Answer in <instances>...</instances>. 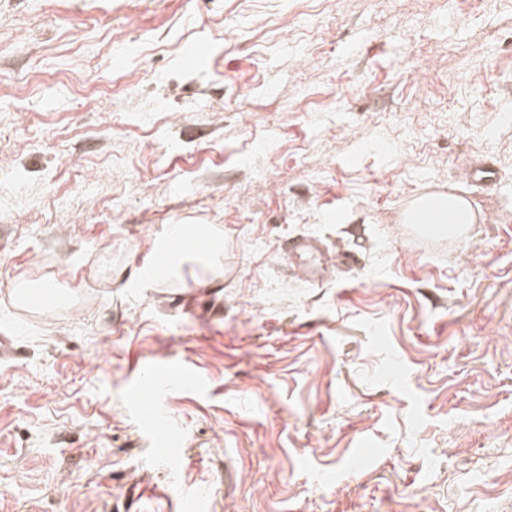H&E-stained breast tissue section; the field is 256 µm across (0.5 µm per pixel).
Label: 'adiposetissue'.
I'll list each match as a JSON object with an SVG mask.
<instances>
[{
  "instance_id": "obj_1",
  "label": "adipose tissue",
  "mask_w": 512,
  "mask_h": 512,
  "mask_svg": "<svg viewBox=\"0 0 512 512\" xmlns=\"http://www.w3.org/2000/svg\"><path fill=\"white\" fill-rule=\"evenodd\" d=\"M420 207L426 215V221L443 227L474 223L476 215L471 205L454 194H435L421 198ZM174 236L187 239L188 244L174 248L168 238H160L154 245L156 261L145 272V280L181 273L185 256L192 255L203 259L205 271L212 276H219L221 259L224 254V232L219 225L209 224L198 232L186 228H175Z\"/></svg>"
}]
</instances>
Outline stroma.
<instances>
[{
    "instance_id": "stroma-1",
    "label": "stroma",
    "mask_w": 512,
    "mask_h": 512,
    "mask_svg": "<svg viewBox=\"0 0 512 512\" xmlns=\"http://www.w3.org/2000/svg\"><path fill=\"white\" fill-rule=\"evenodd\" d=\"M438 192L477 223L409 237ZM171 224L221 279L144 285ZM1 336L0 512H512V0H0ZM178 238H190L194 244L182 248H173L170 244V236L164 235L154 245L157 260L152 263L144 274V280H157L160 277L171 274H179L187 255L196 256L206 260L205 274L221 278V259L224 254V231L218 224H209L196 233L188 228H180L175 225L173 232ZM318 253L319 255H314ZM313 256L309 264L299 261L303 256ZM288 262L308 279H322L328 270V257L320 251L315 240L301 237L288 252ZM188 380L201 383L202 376L196 371L180 369L178 372L161 374L141 388L145 396L140 395L142 403L139 408L147 413L152 423L158 424V435L162 444H171L175 440V435L164 426L167 424V417L163 406V395L168 391L185 387Z\"/></svg>"
}]
</instances>
